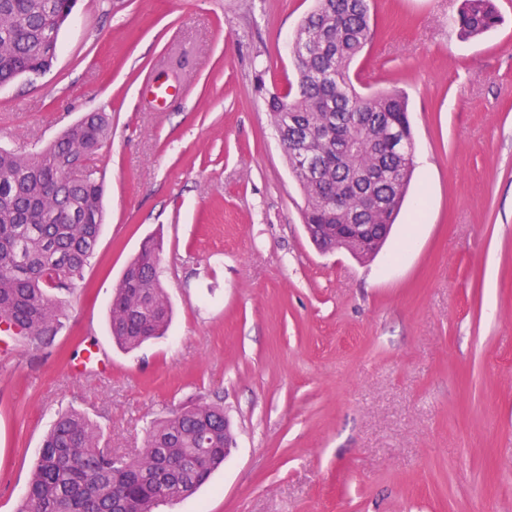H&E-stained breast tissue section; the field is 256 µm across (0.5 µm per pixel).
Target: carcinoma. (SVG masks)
<instances>
[{
  "instance_id": "carcinoma-1",
  "label": "carcinoma",
  "mask_w": 512,
  "mask_h": 512,
  "mask_svg": "<svg viewBox=\"0 0 512 512\" xmlns=\"http://www.w3.org/2000/svg\"><path fill=\"white\" fill-rule=\"evenodd\" d=\"M75 0H0V84L48 67L59 31L51 18L72 14ZM499 22L494 0H464L452 25L470 38ZM371 41L370 0H316L298 25L291 50L296 90L269 96L272 122L302 190L307 224H392L414 166L385 143L390 125L405 126L414 144L405 94L359 92L353 64ZM104 112H90L43 148L19 154L0 148V319L32 346L63 326L59 294L85 279L103 224V185L95 159L108 140ZM312 149L323 166L315 181L295 168ZM378 195L386 217L361 210ZM160 244L147 239L125 267L112 297L114 343L132 351L165 335L171 307L161 281ZM99 429L77 411L59 412L35 458L17 512H155L182 501L224 463V409L196 405L153 425L133 457L101 447Z\"/></svg>"
}]
</instances>
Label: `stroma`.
<instances>
[{
  "instance_id": "1",
  "label": "stroma",
  "mask_w": 512,
  "mask_h": 512,
  "mask_svg": "<svg viewBox=\"0 0 512 512\" xmlns=\"http://www.w3.org/2000/svg\"><path fill=\"white\" fill-rule=\"evenodd\" d=\"M315 0H77L40 75L0 87V147L89 112L104 226L47 346L0 351V512L55 413L125 455L152 421L221 405L234 445L158 512H512V6L464 40L463 0H371L356 65L408 97L417 163L381 251H320L266 99ZM172 322L127 352L109 308L147 237ZM105 370L73 373L83 349Z\"/></svg>"
}]
</instances>
